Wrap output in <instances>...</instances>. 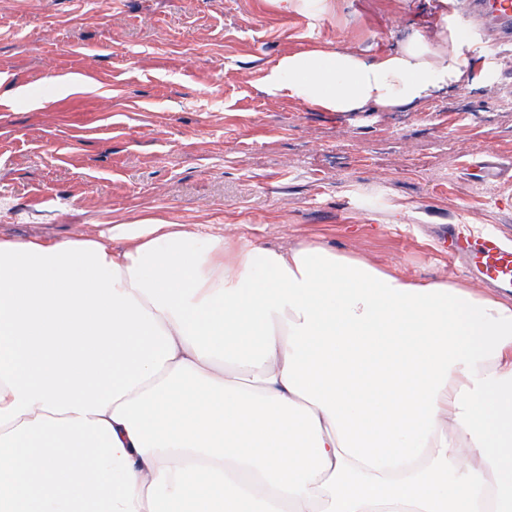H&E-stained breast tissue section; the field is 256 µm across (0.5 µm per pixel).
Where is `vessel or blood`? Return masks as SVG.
I'll return each instance as SVG.
<instances>
[{
	"label": "vessel or blood",
	"instance_id": "b4317fda",
	"mask_svg": "<svg viewBox=\"0 0 512 512\" xmlns=\"http://www.w3.org/2000/svg\"><path fill=\"white\" fill-rule=\"evenodd\" d=\"M475 19L491 24L503 42L512 41V0H468ZM451 252L467 256L469 269L497 293L512 295V246L494 234L472 238L449 230Z\"/></svg>",
	"mask_w": 512,
	"mask_h": 512
}]
</instances>
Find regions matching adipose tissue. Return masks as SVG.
<instances>
[{
    "instance_id": "ef3b65f1",
    "label": "adipose tissue",
    "mask_w": 512,
    "mask_h": 512,
    "mask_svg": "<svg viewBox=\"0 0 512 512\" xmlns=\"http://www.w3.org/2000/svg\"><path fill=\"white\" fill-rule=\"evenodd\" d=\"M441 33L266 86L408 106L478 50ZM0 512H512V303L154 217L0 237Z\"/></svg>"
}]
</instances>
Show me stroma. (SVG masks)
<instances>
[{"label":"stroma","instance_id":"obj_1","mask_svg":"<svg viewBox=\"0 0 512 512\" xmlns=\"http://www.w3.org/2000/svg\"><path fill=\"white\" fill-rule=\"evenodd\" d=\"M0 0V236L64 240L158 216L268 248L315 240L407 280L471 287L443 228L512 242V44L394 111L270 93L282 56H372L438 27L440 0ZM78 84L59 92L56 79ZM506 168L476 183L480 156ZM269 5L282 14L305 13L316 19L329 8L328 0H267Z\"/></svg>","mask_w":512,"mask_h":512}]
</instances>
